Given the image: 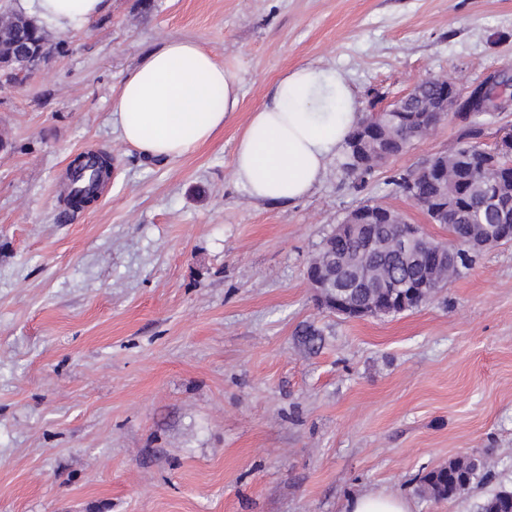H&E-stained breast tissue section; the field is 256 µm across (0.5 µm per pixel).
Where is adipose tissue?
I'll list each match as a JSON object with an SVG mask.
<instances>
[{
  "mask_svg": "<svg viewBox=\"0 0 512 512\" xmlns=\"http://www.w3.org/2000/svg\"><path fill=\"white\" fill-rule=\"evenodd\" d=\"M20 4L67 32L107 13L111 0ZM240 103L241 79L232 67L200 42L168 39L122 80L111 117L122 140L141 154L177 159L210 143ZM359 106L339 69L304 64L284 72L236 140L235 183L261 202L304 199L360 122Z\"/></svg>",
  "mask_w": 512,
  "mask_h": 512,
  "instance_id": "obj_1",
  "label": "adipose tissue"
}]
</instances>
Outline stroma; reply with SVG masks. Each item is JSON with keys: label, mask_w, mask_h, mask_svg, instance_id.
I'll return each mask as SVG.
<instances>
[{"label": "stroma", "mask_w": 512, "mask_h": 512, "mask_svg": "<svg viewBox=\"0 0 512 512\" xmlns=\"http://www.w3.org/2000/svg\"><path fill=\"white\" fill-rule=\"evenodd\" d=\"M170 38L211 48L243 97L212 143L149 159L111 102ZM46 39V61L0 87V512H341L368 490L480 512L512 491V243L395 316H340L307 279L365 204L449 241L391 179L457 146L461 121L363 182L331 161L296 204L232 179L235 140L284 70H342L365 114L423 78L466 92L512 66V0H112ZM89 149L111 154L109 180L62 212ZM466 457L486 481L421 494Z\"/></svg>", "instance_id": "1"}]
</instances>
